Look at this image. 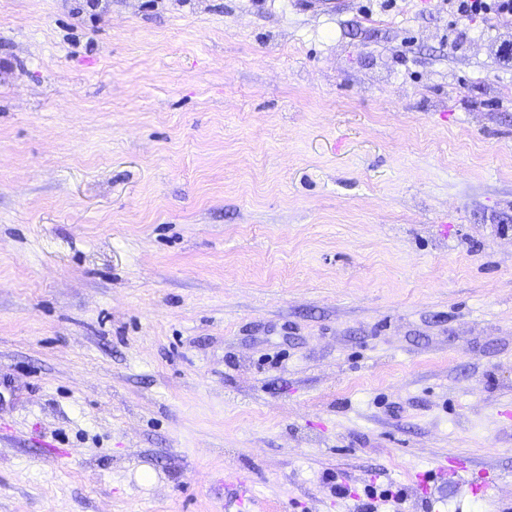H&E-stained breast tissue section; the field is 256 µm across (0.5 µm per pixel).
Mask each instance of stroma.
Instances as JSON below:
<instances>
[{
  "instance_id": "stroma-1",
  "label": "stroma",
  "mask_w": 512,
  "mask_h": 512,
  "mask_svg": "<svg viewBox=\"0 0 512 512\" xmlns=\"http://www.w3.org/2000/svg\"><path fill=\"white\" fill-rule=\"evenodd\" d=\"M363 3L0 0V512H512V23Z\"/></svg>"
}]
</instances>
